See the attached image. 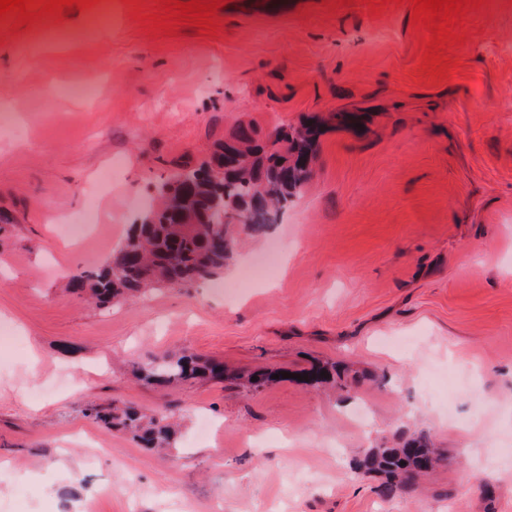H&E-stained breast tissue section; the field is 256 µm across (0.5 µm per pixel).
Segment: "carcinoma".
Listing matches in <instances>:
<instances>
[{
	"label": "carcinoma",
	"instance_id": "obj_1",
	"mask_svg": "<svg viewBox=\"0 0 512 512\" xmlns=\"http://www.w3.org/2000/svg\"><path fill=\"white\" fill-rule=\"evenodd\" d=\"M235 156H224L219 143L209 161L186 168L162 183L157 194L161 208L145 209L141 223L96 272L78 274L69 290L87 294L105 306L113 299L135 296L157 284L189 286L211 279L224 270L233 256L230 226L241 218L249 229L262 234L273 224L291 198L308 182L311 173L303 163L315 158L318 132L307 128L279 137L281 150L268 153L258 144L257 133L240 127L233 134ZM148 386H166L193 378H224V364L193 353L164 357L134 369ZM85 417L107 429L120 427L146 448H171L177 431L168 417L135 406L121 409L91 404ZM438 463L435 449L425 437L405 440L397 448H377L365 460L369 471L386 475L383 492L405 489L422 475L424 463Z\"/></svg>",
	"mask_w": 512,
	"mask_h": 512
}]
</instances>
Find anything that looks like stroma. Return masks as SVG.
<instances>
[{
  "label": "stroma",
  "instance_id": "35a3bbf8",
  "mask_svg": "<svg viewBox=\"0 0 512 512\" xmlns=\"http://www.w3.org/2000/svg\"><path fill=\"white\" fill-rule=\"evenodd\" d=\"M497 2L436 47L407 0H228L211 33L154 27L159 0L0 16V112L22 129H0V325L18 338L0 357V512H512V8ZM92 78L88 102L44 93ZM314 121L311 178L264 234L237 226L223 272L109 308L69 291L118 248L133 197L238 127ZM115 155L111 231L57 237L51 213L82 209ZM187 350L224 380L134 378ZM92 402L172 414L175 448L94 424ZM421 434L438 464L383 494L360 463Z\"/></svg>",
  "mask_w": 512,
  "mask_h": 512
}]
</instances>
